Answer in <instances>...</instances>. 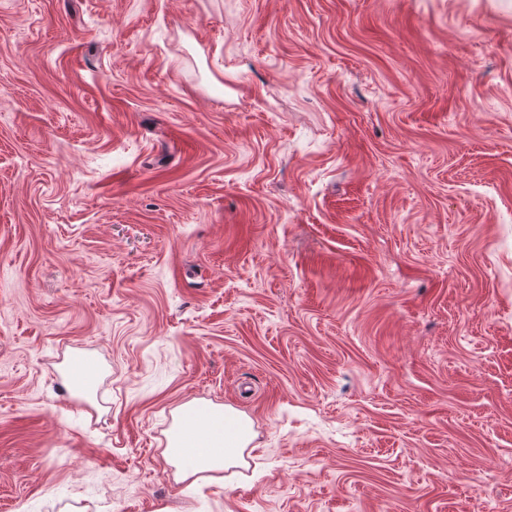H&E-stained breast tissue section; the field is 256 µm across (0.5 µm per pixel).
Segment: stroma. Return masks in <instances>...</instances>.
Segmentation results:
<instances>
[{
  "instance_id": "1",
  "label": "stroma",
  "mask_w": 512,
  "mask_h": 512,
  "mask_svg": "<svg viewBox=\"0 0 512 512\" xmlns=\"http://www.w3.org/2000/svg\"><path fill=\"white\" fill-rule=\"evenodd\" d=\"M191 402L252 424L229 481L172 477ZM478 499L512 512V0H0V512Z\"/></svg>"
}]
</instances>
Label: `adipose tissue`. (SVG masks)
<instances>
[{
	"label": "adipose tissue",
	"mask_w": 512,
	"mask_h": 512,
	"mask_svg": "<svg viewBox=\"0 0 512 512\" xmlns=\"http://www.w3.org/2000/svg\"><path fill=\"white\" fill-rule=\"evenodd\" d=\"M191 430L176 427L163 451L166 462L181 481L220 482L226 470L244 463V452L255 438L242 415L207 404H197Z\"/></svg>",
	"instance_id": "adipose-tissue-1"
}]
</instances>
